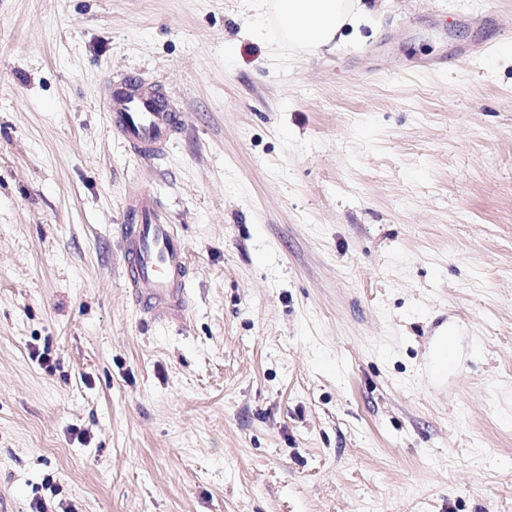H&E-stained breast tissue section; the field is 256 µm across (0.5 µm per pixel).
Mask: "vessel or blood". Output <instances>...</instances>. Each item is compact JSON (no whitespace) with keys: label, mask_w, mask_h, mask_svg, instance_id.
<instances>
[{"label":"vessel or blood","mask_w":512,"mask_h":512,"mask_svg":"<svg viewBox=\"0 0 512 512\" xmlns=\"http://www.w3.org/2000/svg\"><path fill=\"white\" fill-rule=\"evenodd\" d=\"M102 96L113 132L127 150L146 160L163 158L182 127L180 113L167 111L161 92L129 79H104ZM155 198L128 199V223L118 225L126 288L139 307L157 320L182 319L187 309V249L175 225L163 223Z\"/></svg>","instance_id":"1"}]
</instances>
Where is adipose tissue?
<instances>
[{
	"instance_id": "adipose-tissue-1",
	"label": "adipose tissue",
	"mask_w": 512,
	"mask_h": 512,
	"mask_svg": "<svg viewBox=\"0 0 512 512\" xmlns=\"http://www.w3.org/2000/svg\"><path fill=\"white\" fill-rule=\"evenodd\" d=\"M270 10L279 44L300 54L334 48L343 28L368 23L378 12L365 0H272Z\"/></svg>"
}]
</instances>
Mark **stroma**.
<instances>
[{
  "mask_svg": "<svg viewBox=\"0 0 512 512\" xmlns=\"http://www.w3.org/2000/svg\"><path fill=\"white\" fill-rule=\"evenodd\" d=\"M125 73L185 117L159 161ZM138 188L180 324L123 286ZM0 512H512V0L315 56L262 0H0ZM102 96L113 132L127 150L151 161L161 159L182 127L180 112H168L164 95L133 78L119 85L107 76ZM155 198L140 192L128 199L130 223L116 234L125 288L155 320H180L187 309V249L176 225L163 223Z\"/></svg>",
  "mask_w": 512,
  "mask_h": 512,
  "instance_id": "stroma-1",
  "label": "stroma"
}]
</instances>
